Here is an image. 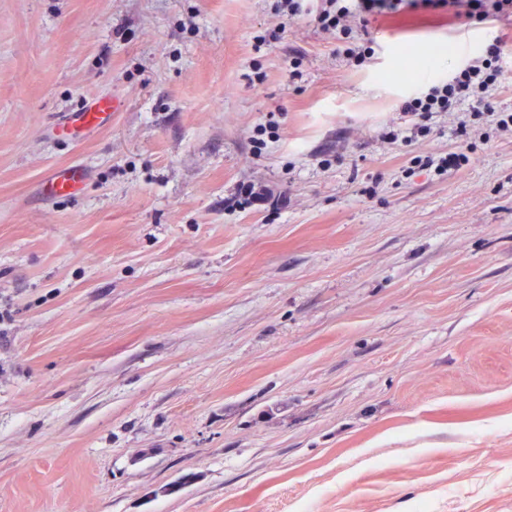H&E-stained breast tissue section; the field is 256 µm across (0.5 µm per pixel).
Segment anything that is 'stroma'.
Segmentation results:
<instances>
[{
  "mask_svg": "<svg viewBox=\"0 0 512 512\" xmlns=\"http://www.w3.org/2000/svg\"><path fill=\"white\" fill-rule=\"evenodd\" d=\"M277 4L0 0V512H512V132L381 137L512 19ZM84 180L83 169L70 167L63 173L52 175L43 186L51 196H71L77 192Z\"/></svg>",
  "mask_w": 512,
  "mask_h": 512,
  "instance_id": "35a3bbf8",
  "label": "stroma"
}]
</instances>
